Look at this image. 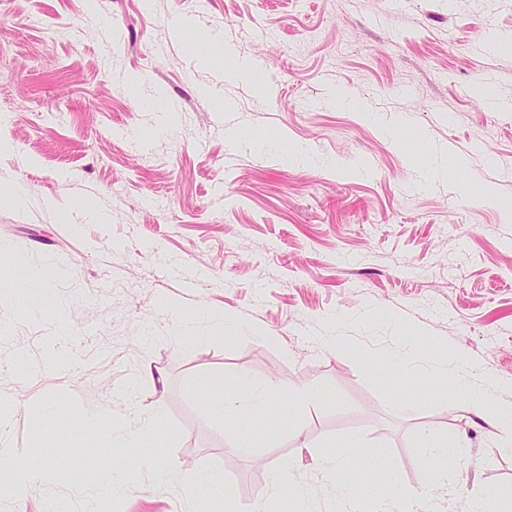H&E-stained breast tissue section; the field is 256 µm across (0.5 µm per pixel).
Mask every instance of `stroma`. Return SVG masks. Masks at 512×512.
Segmentation results:
<instances>
[{
    "label": "stroma",
    "mask_w": 512,
    "mask_h": 512,
    "mask_svg": "<svg viewBox=\"0 0 512 512\" xmlns=\"http://www.w3.org/2000/svg\"><path fill=\"white\" fill-rule=\"evenodd\" d=\"M0 60V277L18 260L55 272L0 299L7 441L49 473L0 512H81L107 459L126 480L99 512H207L204 472L231 487L227 512H293L270 492L281 464L334 512L317 459L356 437L348 479L369 506L387 496L376 457L424 487L425 431L466 442L438 512H465L466 485L512 494L492 419L423 371L378 372L411 344L512 378V111L490 106L512 103V0H0ZM154 99L174 117L162 137ZM205 312L236 330L180 340ZM62 339L65 368L35 367ZM241 373L329 403L301 439L208 422L202 384ZM50 398L159 420L166 477L139 472L137 449L44 434L32 413Z\"/></svg>",
    "instance_id": "35a3bbf8"
}]
</instances>
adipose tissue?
Listing matches in <instances>:
<instances>
[{
  "label": "adipose tissue",
  "instance_id": "1",
  "mask_svg": "<svg viewBox=\"0 0 512 512\" xmlns=\"http://www.w3.org/2000/svg\"><path fill=\"white\" fill-rule=\"evenodd\" d=\"M424 366L432 379L451 382L472 410L493 407L499 422L500 445L512 446V396L504 394L505 389H512V380L506 381L485 371L462 353L452 359L443 353L427 357ZM204 390L206 414L217 423L223 422L225 416L241 412L253 417L265 416L274 400V392L268 384L251 381L244 375L239 376L235 389H226L222 380L217 379L206 383ZM33 418L52 427L64 425L68 436L103 448L138 449L141 471L157 474L164 466L159 449L170 435L158 424L135 428L93 404L83 405L76 415L70 416L65 414L63 402L56 398L40 404ZM360 454L358 445L354 444L341 453L323 456L320 461L323 476L335 479L340 487L337 512H365L358 487L346 478Z\"/></svg>",
  "mask_w": 512,
  "mask_h": 512
}]
</instances>
